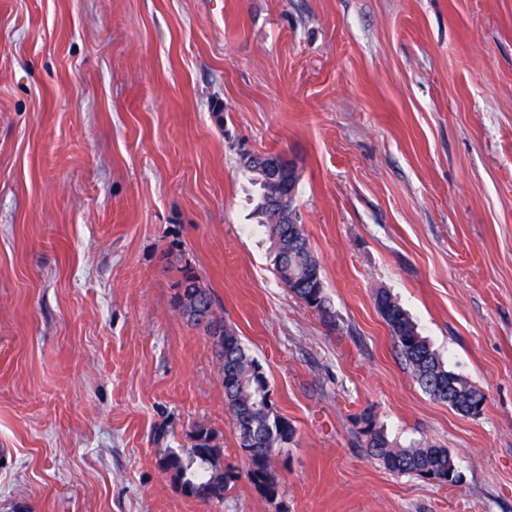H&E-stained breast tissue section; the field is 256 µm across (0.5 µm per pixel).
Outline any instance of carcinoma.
Returning <instances> with one entry per match:
<instances>
[{
  "label": "carcinoma",
  "instance_id": "obj_1",
  "mask_svg": "<svg viewBox=\"0 0 512 512\" xmlns=\"http://www.w3.org/2000/svg\"><path fill=\"white\" fill-rule=\"evenodd\" d=\"M248 156L249 153H242L243 168L259 190L254 215L275 251L278 278L307 307L330 316L324 282L317 274L321 265L313 254L304 225L271 223L273 212L267 205L262 183L254 173L255 165L261 163L262 158L256 156L251 165L247 163ZM174 289V308L188 323L202 328L208 335L216 324L223 328L224 339L213 343V349L224 381V401L237 433L239 448L248 462L247 475L264 497L273 499L278 496L273 460L292 440L295 428L276 412L272 403L273 391L262 365L249 354L236 332L224 326L212 294L201 285L190 265L178 268ZM375 300L419 388L464 416H480L483 413L480 408L484 400L482 391L446 366L409 314L387 291L379 290ZM366 423L369 429L361 433L360 447L388 471L448 485L459 483L455 458L448 449L429 444L398 448L376 429L372 415H366ZM222 456L223 448L217 442L216 433L199 426L191 447L162 449L157 465L183 494L221 501L232 482L231 476L220 467Z\"/></svg>",
  "mask_w": 512,
  "mask_h": 512
}]
</instances>
